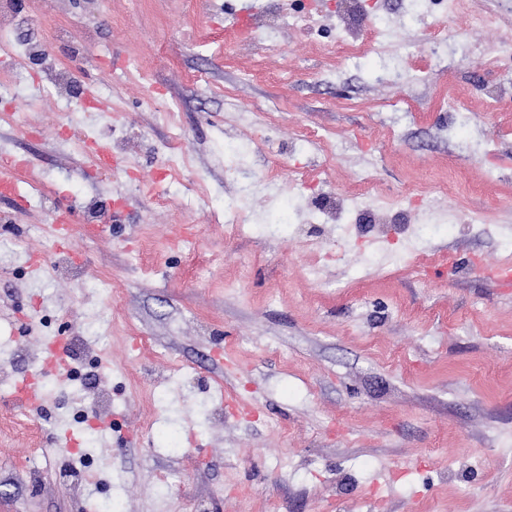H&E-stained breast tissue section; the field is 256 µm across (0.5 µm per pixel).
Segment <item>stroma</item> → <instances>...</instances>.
<instances>
[{"instance_id":"obj_1","label":"stroma","mask_w":512,"mask_h":512,"mask_svg":"<svg viewBox=\"0 0 512 512\" xmlns=\"http://www.w3.org/2000/svg\"><path fill=\"white\" fill-rule=\"evenodd\" d=\"M261 3L199 0L194 16L185 0H47L39 13L18 0L31 33L76 9L91 41L63 36L47 51L71 66L84 105L54 109L32 65L13 85L20 123L0 125V161L49 186L80 271L30 270V255L51 257V212L0 198V367L22 380L44 342L65 347L26 425L0 396V512H512V287L469 271L475 256L512 263V57L500 50L512 14L472 0L471 25L431 0H366L385 52L353 62L325 49L340 35L337 0H309L312 25L278 34L280 59L232 33ZM436 15L443 53L428 41ZM200 24L223 33L222 54L192 41ZM134 58L148 83L128 81ZM393 69L400 78L382 81ZM491 85L503 111L479 109ZM449 99L470 109L446 132ZM171 101L209 195L189 200L167 180L161 209L136 184L166 168L151 148L168 136L159 111ZM66 123L135 135L122 173L90 167L59 138ZM302 128L331 139L299 149ZM283 167L307 170V190L261 176ZM363 169L420 233L398 255L379 242L397 225L303 221L306 196L350 191ZM88 195L108 204L111 233L95 242ZM230 207L246 235L210 222ZM450 252L459 268L447 275ZM102 386L110 428L67 453L81 429L70 402L89 406Z\"/></svg>"}]
</instances>
